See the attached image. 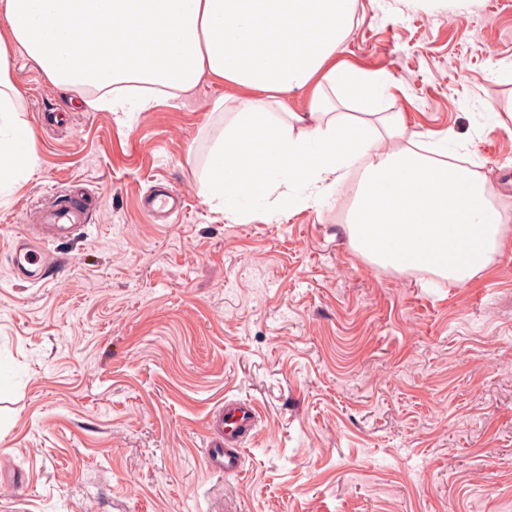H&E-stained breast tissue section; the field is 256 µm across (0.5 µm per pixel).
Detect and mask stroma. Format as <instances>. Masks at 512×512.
<instances>
[{
  "mask_svg": "<svg viewBox=\"0 0 512 512\" xmlns=\"http://www.w3.org/2000/svg\"><path fill=\"white\" fill-rule=\"evenodd\" d=\"M337 59L448 135L512 216V0H357ZM34 173L0 194V512H512V232L464 284L371 267L349 208L270 197L236 223L202 193L223 85L127 117L78 107L24 59ZM62 110V128L39 113ZM185 209L159 224L153 185ZM99 198L57 276L9 253L52 196ZM255 402L240 476L205 466L208 419Z\"/></svg>",
  "mask_w": 512,
  "mask_h": 512,
  "instance_id": "stroma-1",
  "label": "stroma"
}]
</instances>
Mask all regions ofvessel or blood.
Returning a JSON list of instances; mask_svg holds the SVG:
<instances>
[{
	"mask_svg": "<svg viewBox=\"0 0 512 512\" xmlns=\"http://www.w3.org/2000/svg\"><path fill=\"white\" fill-rule=\"evenodd\" d=\"M184 197L179 193H154L141 201L142 210L150 216L173 214L179 211ZM92 218L89 201L55 199L40 210V222L32 235L18 240L12 252V266L23 279L38 283L49 278L56 265L53 245L61 239L81 234ZM258 410L253 403L238 400L225 401L212 416L211 429L216 437L207 451L210 470L231 476L242 469V444L254 429Z\"/></svg>",
	"mask_w": 512,
	"mask_h": 512,
	"instance_id": "vessel-or-blood-1",
	"label": "vessel or blood"
}]
</instances>
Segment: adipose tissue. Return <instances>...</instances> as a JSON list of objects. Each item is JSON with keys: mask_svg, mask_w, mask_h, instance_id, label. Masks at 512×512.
Instances as JSON below:
<instances>
[{"mask_svg": "<svg viewBox=\"0 0 512 512\" xmlns=\"http://www.w3.org/2000/svg\"><path fill=\"white\" fill-rule=\"evenodd\" d=\"M355 0H0V192L36 165L13 49L54 85L82 88L85 110L131 115L210 80L236 90L203 176L232 221L268 215L271 195L314 207L355 163L364 171L345 226L369 264L463 284L490 267L512 216L485 177L450 162L447 138L409 130L378 106L385 72L336 60ZM309 94L296 112L283 97ZM363 102L351 121L342 107Z\"/></svg>", "mask_w": 512, "mask_h": 512, "instance_id": "adipose-tissue-1", "label": "adipose tissue"}]
</instances>
